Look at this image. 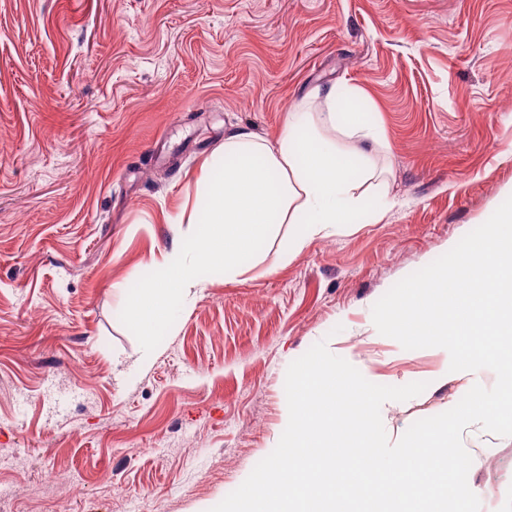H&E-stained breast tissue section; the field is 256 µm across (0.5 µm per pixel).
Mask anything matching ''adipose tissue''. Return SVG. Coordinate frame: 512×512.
<instances>
[{
  "label": "adipose tissue",
  "mask_w": 512,
  "mask_h": 512,
  "mask_svg": "<svg viewBox=\"0 0 512 512\" xmlns=\"http://www.w3.org/2000/svg\"><path fill=\"white\" fill-rule=\"evenodd\" d=\"M361 100L359 92L333 84L293 106L275 140L246 128L225 137L222 160L203 175L207 207L188 217L202 226L189 247L191 261L164 255L162 275L142 286L126 311L128 323L154 335L171 300L193 298L217 273L241 271L242 259L274 238L279 225L299 227L285 247L292 254L352 223L381 175V133Z\"/></svg>",
  "instance_id": "1"
}]
</instances>
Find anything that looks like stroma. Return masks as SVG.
<instances>
[{
    "label": "stroma",
    "instance_id": "stroma-1",
    "mask_svg": "<svg viewBox=\"0 0 512 512\" xmlns=\"http://www.w3.org/2000/svg\"><path fill=\"white\" fill-rule=\"evenodd\" d=\"M359 89L388 146L366 217L276 263L296 225L145 340L114 319L200 227L225 135ZM512 196V0H0V512H209L276 447L289 364L326 341L390 441L469 385L373 305ZM468 485L512 512V437L472 425Z\"/></svg>",
    "mask_w": 512,
    "mask_h": 512
}]
</instances>
